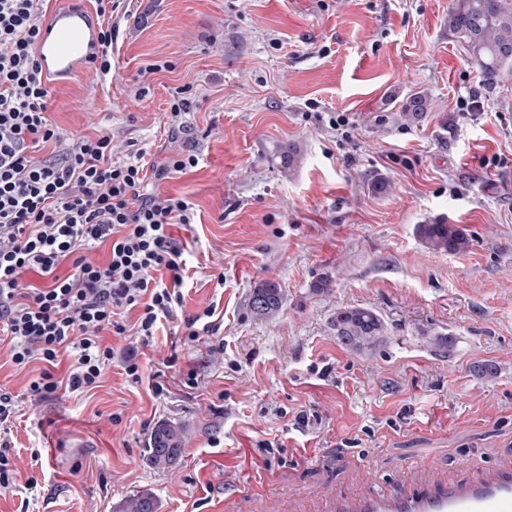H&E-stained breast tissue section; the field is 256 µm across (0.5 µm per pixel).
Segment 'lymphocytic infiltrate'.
Segmentation results:
<instances>
[{"label": "lymphocytic infiltrate", "instance_id": "1", "mask_svg": "<svg viewBox=\"0 0 512 512\" xmlns=\"http://www.w3.org/2000/svg\"><path fill=\"white\" fill-rule=\"evenodd\" d=\"M101 48L90 58L112 73L118 0H95ZM47 0H0V335L15 370L43 368L25 394L0 390V489L15 482L11 422L25 398L97 386L115 355L109 335L152 338L184 302L182 251L172 228L190 223L191 203L152 181L195 168L196 155L164 163L146 150L126 158L112 136L70 139L49 117L51 92L36 55ZM104 251L97 260L96 251ZM39 274L41 287L25 285ZM69 364L55 371L61 357Z\"/></svg>", "mask_w": 512, "mask_h": 512}]
</instances>
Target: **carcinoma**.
I'll return each instance as SVG.
<instances>
[{"mask_svg":"<svg viewBox=\"0 0 512 512\" xmlns=\"http://www.w3.org/2000/svg\"><path fill=\"white\" fill-rule=\"evenodd\" d=\"M448 32L479 67L487 89L497 87L501 73H512V0H454L448 9ZM427 108L426 98L416 93L407 100L403 112L419 117ZM416 234L433 251L460 253L470 246L467 233L444 218L417 225ZM282 302L281 286L265 280L253 289L249 307L255 316L267 318L280 310ZM333 325L337 340L357 354H373L385 342L384 320L369 308L340 310ZM184 439L182 426L168 421L157 424L149 437V463L163 470L174 467ZM115 512H158V503L152 494L138 492L120 501Z\"/></svg>","mask_w":512,"mask_h":512,"instance_id":"carcinoma-1","label":"carcinoma"}]
</instances>
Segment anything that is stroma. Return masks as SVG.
I'll list each match as a JSON object with an SVG mask.
<instances>
[{
    "label": "stroma",
    "mask_w": 512,
    "mask_h": 512,
    "mask_svg": "<svg viewBox=\"0 0 512 512\" xmlns=\"http://www.w3.org/2000/svg\"><path fill=\"white\" fill-rule=\"evenodd\" d=\"M451 3L122 0L111 77L86 68L52 84L50 117L67 136L111 131L123 158L197 155L157 184L194 206L193 223L173 228L184 303L150 342L109 336L136 353L141 382L115 363L90 392L24 404L0 512H113L142 491L160 512H311L331 490L405 477L425 458L462 478L512 457V76L485 91L448 32ZM180 86L189 106L170 135ZM415 93L431 102L416 119L401 110ZM473 94L482 111L461 116ZM310 102L349 116L351 139L310 118ZM290 147L287 175L277 161ZM495 154L502 165H485ZM379 177L389 194L372 192ZM441 218L465 229L466 252L418 239L417 225ZM323 276L330 288L315 291ZM261 280L284 294L269 318L249 309ZM211 304L217 332L184 345L186 320ZM350 307L381 315V350L339 344L332 321ZM434 334L452 338L448 353L432 350ZM302 410L317 422L298 423ZM163 421L186 430L167 470L147 461ZM263 440L281 454L267 458ZM258 472L270 483L257 504L231 503Z\"/></svg>",
    "instance_id": "1"
}]
</instances>
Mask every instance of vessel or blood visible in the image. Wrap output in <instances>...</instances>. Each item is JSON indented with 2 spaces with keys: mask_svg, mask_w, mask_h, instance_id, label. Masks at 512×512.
Instances as JSON below:
<instances>
[{
  "mask_svg": "<svg viewBox=\"0 0 512 512\" xmlns=\"http://www.w3.org/2000/svg\"><path fill=\"white\" fill-rule=\"evenodd\" d=\"M48 32L36 46L45 77L76 76L87 65L98 28L90 8L63 5L46 22ZM322 512H512V462L475 472L456 482L436 477L432 464H421L415 478L391 488L325 496Z\"/></svg>",
  "mask_w": 512,
  "mask_h": 512,
  "instance_id": "1",
  "label": "vessel or blood"
}]
</instances>
